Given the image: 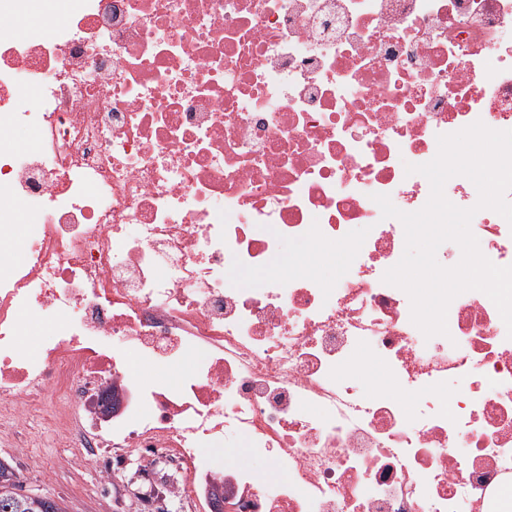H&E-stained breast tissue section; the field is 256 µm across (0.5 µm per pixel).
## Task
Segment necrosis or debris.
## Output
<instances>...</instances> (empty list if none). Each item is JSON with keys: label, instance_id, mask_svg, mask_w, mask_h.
<instances>
[{"label": "necrosis or debris", "instance_id": "obj_1", "mask_svg": "<svg viewBox=\"0 0 512 512\" xmlns=\"http://www.w3.org/2000/svg\"><path fill=\"white\" fill-rule=\"evenodd\" d=\"M31 2L0 0V446L113 501L162 458L224 512H512V339L476 290L424 338L371 199L417 211L438 135L512 129V0ZM471 230L512 265L511 223Z\"/></svg>", "mask_w": 512, "mask_h": 512}]
</instances>
